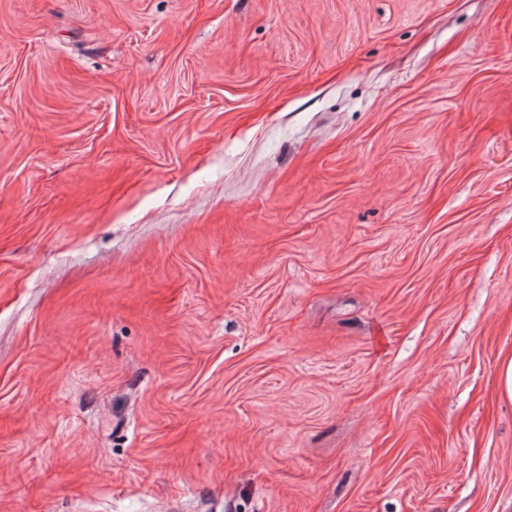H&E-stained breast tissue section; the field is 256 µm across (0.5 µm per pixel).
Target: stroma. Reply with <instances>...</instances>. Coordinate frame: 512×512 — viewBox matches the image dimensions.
Listing matches in <instances>:
<instances>
[{
    "mask_svg": "<svg viewBox=\"0 0 512 512\" xmlns=\"http://www.w3.org/2000/svg\"><path fill=\"white\" fill-rule=\"evenodd\" d=\"M512 0H0V512H512Z\"/></svg>",
    "mask_w": 512,
    "mask_h": 512,
    "instance_id": "obj_1",
    "label": "stroma"
}]
</instances>
